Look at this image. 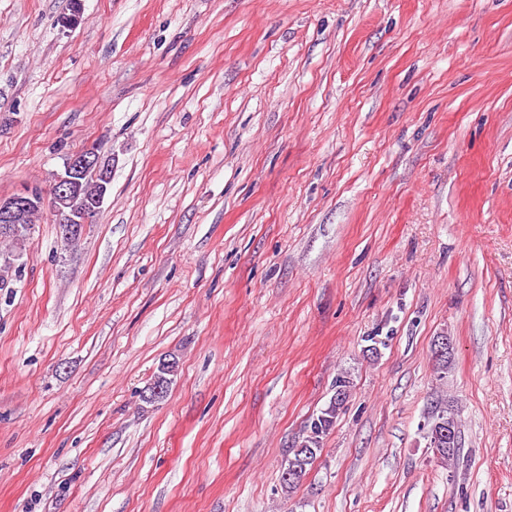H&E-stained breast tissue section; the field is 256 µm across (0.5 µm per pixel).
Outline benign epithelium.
<instances>
[{
	"instance_id": "benign-epithelium-1",
	"label": "benign epithelium",
	"mask_w": 512,
	"mask_h": 512,
	"mask_svg": "<svg viewBox=\"0 0 512 512\" xmlns=\"http://www.w3.org/2000/svg\"><path fill=\"white\" fill-rule=\"evenodd\" d=\"M90 176L94 179L93 193L82 208H69L71 195ZM108 182L107 168L102 165L99 153L72 154L65 159L63 170L54 176L49 195L25 189L9 198H0V236L19 235L22 227L28 224L30 216L45 206L59 218L64 238L78 235L86 225L93 223L96 213L104 204Z\"/></svg>"
}]
</instances>
